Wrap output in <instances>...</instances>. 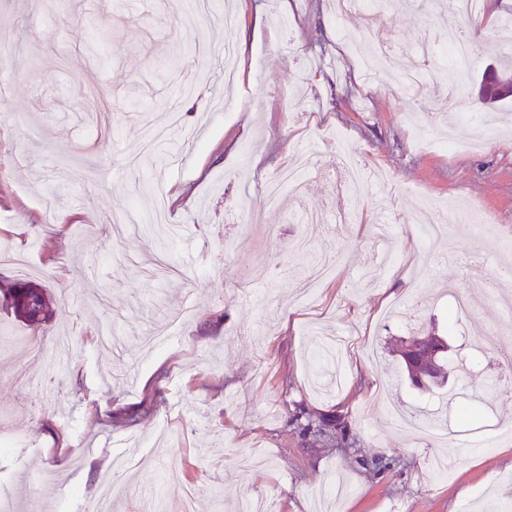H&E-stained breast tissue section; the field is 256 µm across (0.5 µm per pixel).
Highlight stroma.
<instances>
[{
  "label": "stroma",
  "instance_id": "stroma-1",
  "mask_svg": "<svg viewBox=\"0 0 512 512\" xmlns=\"http://www.w3.org/2000/svg\"><path fill=\"white\" fill-rule=\"evenodd\" d=\"M0 0V246L36 267L0 269L43 285L53 317L29 328L0 309V500L11 512H91L117 458L175 463L180 479L128 468L112 512H480L512 506V443L483 426L512 421L495 355L457 370L462 335L497 318L502 241L512 240V101L443 115L448 91L476 95L512 50L484 15L462 18L482 46L466 69L442 57L437 0H393L381 18L336 20L328 0ZM236 17L225 26L224 13ZM394 48L420 73L407 97L395 72L365 80L370 49ZM239 60L224 83V48ZM375 170L359 208L338 197L336 154ZM322 164L269 204L266 177L302 151ZM474 203L487 223L450 231L483 266L448 262L416 223L420 202ZM192 234L167 243L158 206ZM321 221L300 222V215ZM470 312L457 316L449 288ZM448 345L444 384L409 380L397 339L416 319ZM319 320L341 389L306 353ZM69 332L65 367L47 359ZM41 380L22 398L23 379ZM473 394L448 439L413 440L387 406L415 418ZM147 405L133 427L107 412ZM303 413L344 427L349 447L303 435Z\"/></svg>",
  "mask_w": 512,
  "mask_h": 512
}]
</instances>
